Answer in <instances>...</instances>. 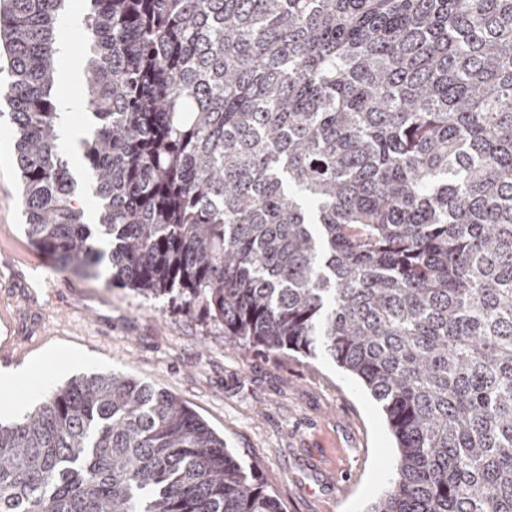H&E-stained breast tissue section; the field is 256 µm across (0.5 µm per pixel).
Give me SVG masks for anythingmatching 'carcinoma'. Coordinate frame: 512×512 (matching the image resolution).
<instances>
[{
    "label": "carcinoma",
    "mask_w": 512,
    "mask_h": 512,
    "mask_svg": "<svg viewBox=\"0 0 512 512\" xmlns=\"http://www.w3.org/2000/svg\"><path fill=\"white\" fill-rule=\"evenodd\" d=\"M63 0H0L28 237L381 406L365 512H512V0H90L86 223ZM0 512H283L203 419L114 370L0 422ZM70 166L72 174L77 182V190L81 193L79 196L80 201L84 204L86 209L87 222L89 224L96 223V201L89 193L87 185L89 175L84 165L79 161L74 162L70 159Z\"/></svg>",
    "instance_id": "cac0c4a2"
}]
</instances>
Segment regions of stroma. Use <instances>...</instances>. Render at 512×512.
Listing matches in <instances>:
<instances>
[{
	"label": "stroma",
	"instance_id": "stroma-1",
	"mask_svg": "<svg viewBox=\"0 0 512 512\" xmlns=\"http://www.w3.org/2000/svg\"><path fill=\"white\" fill-rule=\"evenodd\" d=\"M69 39L58 55L59 100L84 132V15L62 12ZM14 135L0 104V371L25 385L0 390V420L26 385L38 398L70 378L119 370L180 398L220 434L240 463L267 483L286 512H365L395 477V440L362 384L324 352H262L167 298L145 299L98 275L41 266L44 252L24 231ZM83 358L81 365L70 355Z\"/></svg>",
	"mask_w": 512,
	"mask_h": 512
}]
</instances>
